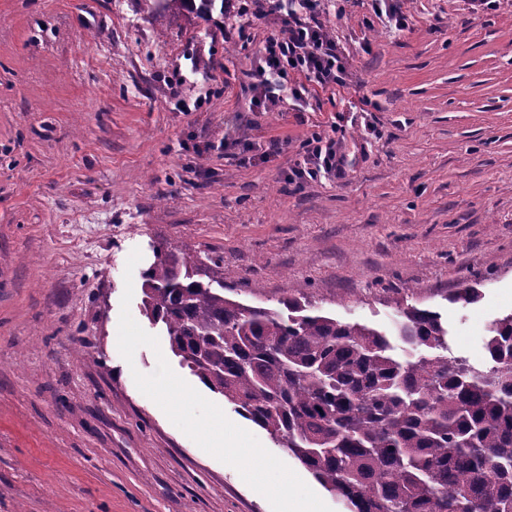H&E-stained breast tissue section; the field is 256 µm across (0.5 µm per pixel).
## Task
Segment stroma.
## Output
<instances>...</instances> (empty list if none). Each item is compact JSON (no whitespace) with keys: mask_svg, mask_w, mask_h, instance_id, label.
I'll list each match as a JSON object with an SVG mask.
<instances>
[{"mask_svg":"<svg viewBox=\"0 0 512 512\" xmlns=\"http://www.w3.org/2000/svg\"><path fill=\"white\" fill-rule=\"evenodd\" d=\"M390 34L365 0L329 26L353 86L317 112H254L242 72L271 30L142 0H0V512H271L238 471L142 394L158 357L263 446L266 432L183 367L141 310L164 245L224 261L253 306L306 296L393 329L437 311L480 366L512 312V0H404ZM368 98L379 131L348 174L296 189L305 138ZM141 260L126 272L132 250ZM481 279V298L451 294ZM130 313L159 340L118 350Z\"/></svg>","mask_w":512,"mask_h":512,"instance_id":"35a3bbf8","label":"stroma"}]
</instances>
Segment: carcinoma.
Instances as JSON below:
<instances>
[{
  "label": "carcinoma",
  "instance_id": "1",
  "mask_svg": "<svg viewBox=\"0 0 512 512\" xmlns=\"http://www.w3.org/2000/svg\"><path fill=\"white\" fill-rule=\"evenodd\" d=\"M158 17L190 0H144ZM142 311L209 390L298 460L347 512H512V313L487 363L448 355L441 315L407 306L390 335L323 314L224 295V260L156 247ZM477 283L452 301H478Z\"/></svg>",
  "mask_w": 512,
  "mask_h": 512
}]
</instances>
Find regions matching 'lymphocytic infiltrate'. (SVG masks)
<instances>
[{
    "label": "lymphocytic infiltrate",
    "instance_id": "obj_1",
    "mask_svg": "<svg viewBox=\"0 0 512 512\" xmlns=\"http://www.w3.org/2000/svg\"><path fill=\"white\" fill-rule=\"evenodd\" d=\"M345 0H239L233 16L236 25L273 19L277 28L255 51L244 75L252 93L251 107L268 111L283 106L304 112L318 92L349 87L346 49L326 24L330 15H342ZM363 119L366 134H374L366 106L349 103L346 114ZM346 114L336 115L330 133L314 132L302 145L301 161L295 162L289 180L297 188L324 179L344 176L352 161L343 140L334 138Z\"/></svg>",
    "mask_w": 512,
    "mask_h": 512
}]
</instances>
